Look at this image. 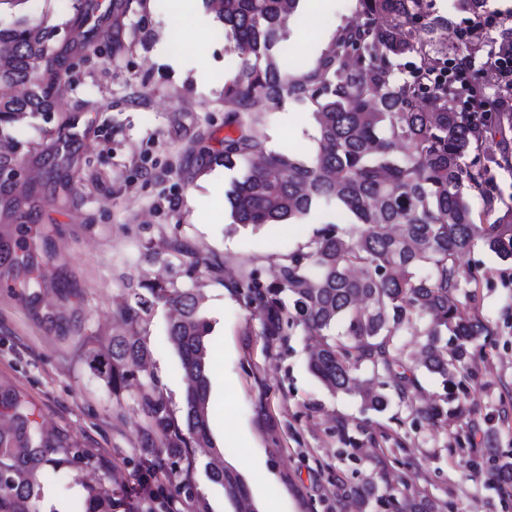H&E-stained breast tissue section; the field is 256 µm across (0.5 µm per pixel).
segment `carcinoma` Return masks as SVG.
Segmentation results:
<instances>
[{"label":"carcinoma","instance_id":"obj_1","mask_svg":"<svg viewBox=\"0 0 512 512\" xmlns=\"http://www.w3.org/2000/svg\"><path fill=\"white\" fill-rule=\"evenodd\" d=\"M300 0H203L222 24L224 37L240 57L236 74L224 84L228 123L239 128L224 139V165L245 168L227 194L234 224H297L320 202H336L345 218L328 222L305 249L286 255L276 281L263 286L248 278L232 285L245 309L258 318L263 336L300 331L315 339L308 368L332 394L352 395L374 411L389 404L388 390L399 391L408 407L443 429H461L475 414L468 389L448 407L419 406L408 399L415 371L445 383L474 377L476 342L488 327L476 310L480 279L462 258L475 241L503 262H512V206L493 222L478 224L467 194L491 198L489 169L466 163L491 129L486 112H459L467 97L459 82L443 77L448 48L437 31L448 21H423V0H358L359 21H349L316 65L300 75L289 72L275 54ZM145 9L146 0H81L71 27L75 37L56 41V27L42 21L0 26V124L13 125L29 114L56 110L60 74L68 57L84 52L98 28L112 20L122 46V21ZM496 42L459 50L468 66L485 69ZM415 58L404 77L401 59ZM310 102L316 151L308 162L289 146L272 151L254 128V106L285 99ZM123 312L133 325L162 303L172 309L167 343L179 360L186 384L183 424L172 419L155 384L143 390V409L168 448L205 445L209 480L242 512L249 492L240 474L217 460L211 436L209 401L212 324L201 313L200 298L158 278L132 289ZM417 337L408 351L401 337ZM151 349L137 336H115L103 349H88L89 368L118 395L147 365ZM13 426L0 432V512H40L41 478L77 463L83 454L66 451L46 435L26 406L9 403ZM502 477L499 489L512 497V453L492 458ZM403 489L368 479L350 489L358 512L379 502L392 512H436L435 504ZM112 497L96 487L73 505L74 512H112Z\"/></svg>","mask_w":512,"mask_h":512}]
</instances>
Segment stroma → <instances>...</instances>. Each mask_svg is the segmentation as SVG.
I'll return each instance as SVG.
<instances>
[{"instance_id":"35a3bbf8","label":"stroma","mask_w":512,"mask_h":512,"mask_svg":"<svg viewBox=\"0 0 512 512\" xmlns=\"http://www.w3.org/2000/svg\"><path fill=\"white\" fill-rule=\"evenodd\" d=\"M76 0H26L0 10V25L20 17L71 28ZM357 0H333L315 25L298 20L276 52L289 70L314 66ZM494 27L478 30L462 0H424L423 10L448 19V47L461 35L482 44L512 27V0H487ZM145 23L144 39L112 48L104 28L94 50L71 60L62 80L60 112L37 114L0 127L17 160L11 185L21 214L0 211V429L8 403L24 400L35 420L65 447L83 449L88 463L69 467L64 479L44 477L62 512L83 498L84 483L100 480L114 512H135V491L148 463H156L159 498L154 512H232L220 486L205 473L197 448L169 454L152 429L132 385L120 396L93 375L80 338L105 346L115 336H138L152 350L149 374L175 420L184 417L185 383L166 342L170 310L160 306L132 325L122 310L132 288L165 277L202 297L214 330L211 432L227 464L258 456L275 482L263 499L280 512H346L350 487L382 474L403 475L439 512H512L489 476L490 449L512 451V264L483 243L464 258L478 268L479 313L490 335L481 337L476 361L477 413L460 436L411 414L391 395L384 412L363 409L358 398L330 394L307 368V340L260 335L229 288V279L255 275L269 283L288 253L304 249L335 204L313 208L302 224L282 228L232 223L226 195L242 167L226 168L224 83L239 59L213 14L200 11L176 54L161 47L172 25L166 0H147L126 28ZM207 49V74L196 79L198 43ZM267 146H299L301 159L316 148L311 109L300 102L266 107L256 124ZM470 160L488 161L494 204L470 193L477 221L512 206V120L494 123ZM201 267L188 274L191 260ZM47 284L37 287L35 273ZM356 438L359 450L340 439Z\"/></svg>"}]
</instances>
